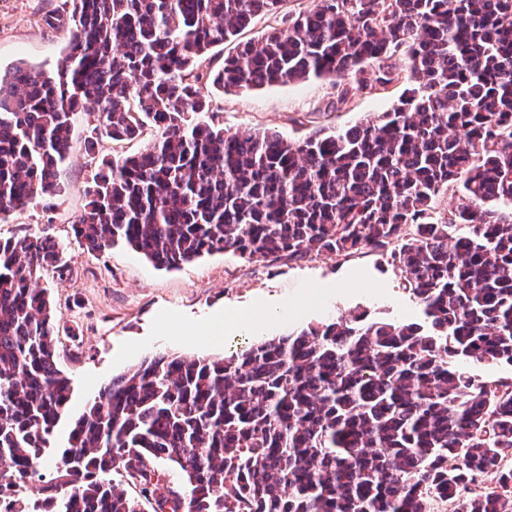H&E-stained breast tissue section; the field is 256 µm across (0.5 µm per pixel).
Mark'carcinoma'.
<instances>
[{
	"mask_svg": "<svg viewBox=\"0 0 512 512\" xmlns=\"http://www.w3.org/2000/svg\"><path fill=\"white\" fill-rule=\"evenodd\" d=\"M285 5L64 0L43 19L69 35L56 71L0 74V221L61 194L79 115L90 156L149 129L143 151L97 162L72 224L87 251L126 245L166 269L387 254L424 321L360 312L221 358L156 353L87 403L45 482L72 386L40 281L70 259L43 236L0 239V492L26 487L41 512H140L116 477L155 489L163 462L183 486L161 512H512V381L464 366L512 365V0ZM260 14L280 27L238 41ZM234 41L212 70L211 48ZM403 73L392 110L297 141L224 131L200 92L315 77L343 103Z\"/></svg>",
	"mask_w": 512,
	"mask_h": 512,
	"instance_id": "obj_1",
	"label": "carcinoma"
}]
</instances>
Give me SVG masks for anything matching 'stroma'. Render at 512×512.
Wrapping results in <instances>:
<instances>
[{"instance_id": "stroma-1", "label": "stroma", "mask_w": 512, "mask_h": 512, "mask_svg": "<svg viewBox=\"0 0 512 512\" xmlns=\"http://www.w3.org/2000/svg\"><path fill=\"white\" fill-rule=\"evenodd\" d=\"M62 0H0V71L24 62L55 71L68 43L64 33L45 30L43 15ZM406 84L398 80L374 91H351L338 102L337 89L320 79L274 84L252 90L203 92L219 108L225 130H269L288 140H300L318 130L343 129L389 111ZM89 116H80L68 157L60 172L63 186L54 209L34 203L0 222V238L26 233L49 236L68 249L70 277L44 278L61 316L57 344L59 360L72 381L68 415L56 428L54 449L42 464L45 476L67 445L69 426L86 402L113 376L160 351L184 356L219 357L245 345L243 337L226 336L223 343L205 344L198 326L228 311H251L283 302H297L288 317L267 322V339L325 322L357 309L375 320H422L420 308L399 286L394 266L376 253H359L344 260L311 254L301 261L285 257L246 262L231 254H215L167 271L126 247L102 253L84 251L71 236V225L86 202L93 157L134 154L145 149L151 134L117 143L101 138L95 156L84 149ZM318 289L305 300L308 289Z\"/></svg>"}]
</instances>
